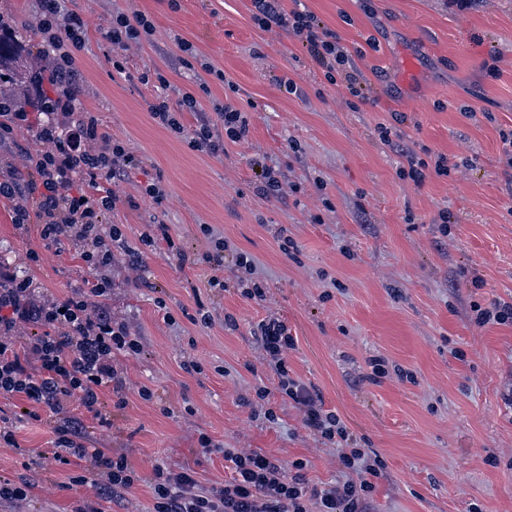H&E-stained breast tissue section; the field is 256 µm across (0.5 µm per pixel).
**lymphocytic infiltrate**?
<instances>
[{"label":"lymphocytic infiltrate","mask_w":512,"mask_h":512,"mask_svg":"<svg viewBox=\"0 0 512 512\" xmlns=\"http://www.w3.org/2000/svg\"><path fill=\"white\" fill-rule=\"evenodd\" d=\"M67 2L38 0L33 26L52 49L44 57V68L54 82L34 143L19 153L34 176L23 182L11 166H0V197L12 202L17 225L37 220L45 249L74 250L92 278L86 288L41 301L31 280L0 271V397L24 398L35 420L44 412H66L76 403L108 428L112 420L100 408V395L107 388L123 389L125 379L116 358L138 354L141 344L126 323L100 304L112 288L114 250L124 245L120 229L104 228L102 217L118 202L113 183L136 166L137 159L105 131L97 112L73 107L77 54L85 45L89 23ZM251 2L252 18L260 28H277L299 38L327 83L345 79L352 96L364 97L365 87L350 70L347 49L312 13L288 9L285 0ZM153 31L146 14L118 12L102 37L120 52ZM208 90L201 79L195 88L181 91L176 104L158 96L148 102L147 110L193 150L218 156L225 142L247 135L249 117L230 101L215 106L213 116L202 117L201 95ZM186 112L200 115L193 127L181 121ZM259 328L261 347L278 379L276 390L298 407L310 434L335 446L344 479L312 488L304 475L306 461L287 467L256 451L223 448L203 434L200 447L207 453L223 452L229 478L222 486L206 488L190 468L156 466L151 512H369L384 461L374 451L354 446L346 424L326 408L322 396L290 377L288 354L295 350L297 338L287 323L271 316ZM50 454L59 465L70 467L71 485L89 484L97 490L95 498L80 500L72 512H101V500L121 498L139 480L126 458L106 448L86 447L82 423L76 419L56 429Z\"/></svg>","instance_id":"f902f5d3"}]
</instances>
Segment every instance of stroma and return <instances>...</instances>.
I'll return each mask as SVG.
<instances>
[{
    "mask_svg": "<svg viewBox=\"0 0 512 512\" xmlns=\"http://www.w3.org/2000/svg\"><path fill=\"white\" fill-rule=\"evenodd\" d=\"M77 5L89 22L82 106L140 160L115 184L119 202L103 217L121 227L126 247L102 303L139 336L141 351L119 359L125 390L101 397L111 428L76 405L36 421L23 401L0 398L17 441L0 447V477L29 468L39 480L26 500L0 501V512H70L74 500L93 497V487H68L67 469L43 457L73 418L83 421L88 447L125 456L140 477L123 506L106 500L103 512H150L159 464L222 485L230 472L222 455L202 452L203 433L287 465L307 460L309 487L341 479L335 448L309 435L300 411L275 391L257 338L271 314L298 339L290 376L322 394L358 447L384 460L374 512H512V326L470 320L473 305L512 300V171L499 137L512 128V0H472L466 10L455 0H288L347 48L367 85L362 101L327 84L298 38L260 29L250 0H179L175 10L169 0ZM116 10L144 12L155 26L150 41L125 51L120 71L100 34ZM179 37L194 45L198 65L179 62ZM205 62L213 75H204ZM154 68L174 90L205 77V110L233 96L250 114L247 136L218 157L189 149L146 110L156 89L140 76ZM283 76L298 94L281 88ZM395 112L406 117L401 139L381 142L376 126ZM422 145L447 157L450 176L431 174L418 186L399 179L402 149ZM258 155L278 169L284 197L257 194L249 161ZM150 181L165 187L162 203L142 196ZM444 211L453 220L446 237L438 231ZM156 220L186 263L141 245ZM204 225L255 259L266 301L241 296L232 259L212 267ZM283 232L297 257L280 249ZM130 247L139 251L135 270ZM33 250L40 262L28 259ZM0 268L32 279L41 299L70 294L88 276L74 251L44 250L38 224L17 229L3 200ZM215 277L223 287L212 286ZM263 385L271 395L260 408ZM143 387L151 399L140 397Z\"/></svg>",
    "mask_w": 512,
    "mask_h": 512,
    "instance_id": "1",
    "label": "stroma"
}]
</instances>
